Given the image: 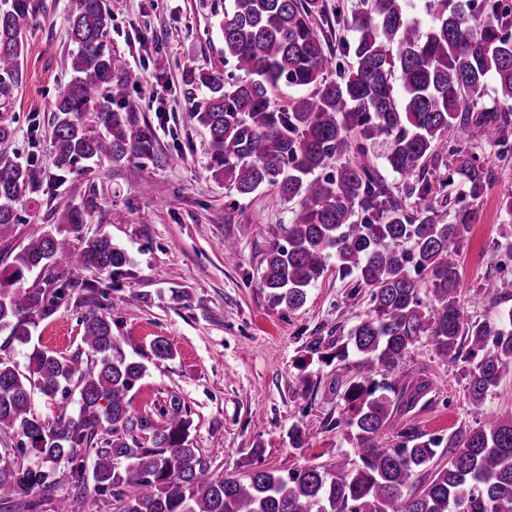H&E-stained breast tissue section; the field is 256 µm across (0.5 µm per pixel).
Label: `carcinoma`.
<instances>
[{"mask_svg":"<svg viewBox=\"0 0 512 512\" xmlns=\"http://www.w3.org/2000/svg\"><path fill=\"white\" fill-rule=\"evenodd\" d=\"M123 0H69L71 83L55 98V167L82 162L160 160L151 127L137 122L129 100L132 74L112 48V14ZM322 0H229L219 19L224 63L235 74L182 63L186 85L204 96L192 119L210 135L212 168L240 195L271 187L295 203L284 243L263 259L260 288L278 306L302 308L308 288L336 263V274L366 288L370 309L318 360L354 355V376L331 387L342 409L330 420L355 441L336 463L282 474L269 467L216 477L187 445L188 409L173 392L154 412L135 413L130 393L143 363L126 356L102 304L84 302L83 368L56 352L34 348L27 372L0 359V429H15L42 461L37 467L0 459V502L22 492V512H40L39 494L56 484L48 466L70 464L69 480L86 490L84 455L93 454L94 490L119 503L117 512H512V412H490L488 397L512 376V310L495 320L468 315L459 304L460 272L450 258L476 220L466 206L443 223L429 204L411 208L392 194L372 166L350 159L385 146L384 165L407 193L431 190L427 162L438 158L477 196L493 170L460 148L474 133L509 151L512 141V0H427V27L410 21L404 0H367L343 23L356 31L338 49L317 32ZM36 25L32 0H0V102L23 82L26 31ZM349 60L341 80L329 78ZM496 95L478 106L487 82ZM313 88L288 106L271 99L280 86ZM35 171L12 149L0 125V230L20 221L17 205ZM57 227H34L28 242L0 269V333L27 345L36 320L73 298V270L120 276L129 253L104 235H82L84 211L53 214ZM38 271L46 287L19 286ZM504 295L488 277L478 300ZM436 356L462 363L468 420L448 434H429L395 415L430 392L425 370L405 368L421 342ZM78 375L79 412L52 424L31 409V391L56 394Z\"/></svg>","mask_w":512,"mask_h":512,"instance_id":"carcinoma-1","label":"carcinoma"}]
</instances>
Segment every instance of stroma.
Wrapping results in <instances>:
<instances>
[{"mask_svg": "<svg viewBox=\"0 0 512 512\" xmlns=\"http://www.w3.org/2000/svg\"><path fill=\"white\" fill-rule=\"evenodd\" d=\"M228 0H125L112 20V45L123 54L135 77L130 100L140 122L152 128L159 165L134 159L113 165L89 164L58 175L54 166L51 104L70 81L65 9L68 0H36L39 23L27 32L24 80L0 121L14 132L22 159L34 162L36 193L19 211L20 221L0 231V268L22 246L32 225L48 224L53 212L70 205L84 208V235L111 237L132 263L122 276L101 278L115 335L131 339L147 367L133 394L134 411L161 408L169 393L184 400L192 420L189 447L198 449L216 476L249 469L253 449L262 466L288 471L305 464H329L353 446L332 428L339 400L331 394L334 380H346L340 362L313 360L307 349L316 338L345 341L348 330L367 313V289L351 290L348 281L328 271L308 290L296 311L276 306L259 286L262 260L269 246L282 239L294 219V205L276 189L263 188L239 196L210 170L211 147L206 131L188 119L202 93L181 79L180 63L192 56L197 65L224 67V40L217 14ZM472 153L495 174L482 194L466 198L476 213L466 240L452 251L461 278V303L472 315L495 317V309L471 301L486 277L500 278L512 292V242L502 239L503 225L512 223L504 203L512 197V158L499 159L496 148L480 140ZM381 149L367 161L382 169L393 193L407 205L432 204L441 220L454 218L444 202V164L429 166L433 185L424 196L406 192L403 180L385 170ZM234 242L235 253L224 251ZM79 282L75 298L32 330L30 346L7 342L0 335V357L25 367L30 347L38 346L86 362L80 341L81 284L86 272H72ZM166 338L174 358L155 360L151 345ZM426 369L433 383L431 398L420 401L410 416L428 433L447 432L465 418V381L459 366L439 360L428 343H420L407 361ZM79 388L69 382L54 397L32 394V410L46 420L77 415ZM300 425L305 448L288 443V429ZM56 501L71 498L75 512H116L112 498L87 492L72 497L68 468L55 467Z\"/></svg>", "mask_w": 512, "mask_h": 512, "instance_id": "stroma-1", "label": "stroma"}]
</instances>
